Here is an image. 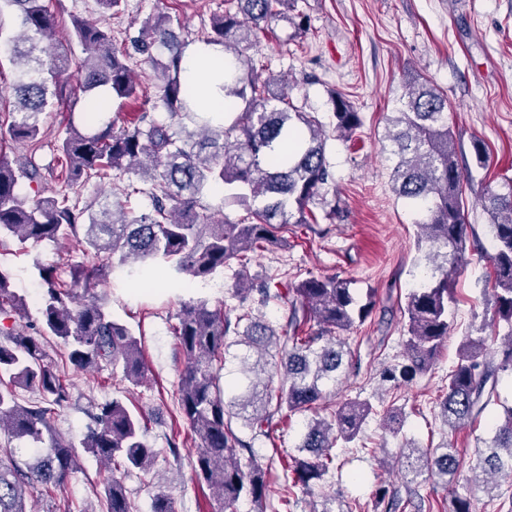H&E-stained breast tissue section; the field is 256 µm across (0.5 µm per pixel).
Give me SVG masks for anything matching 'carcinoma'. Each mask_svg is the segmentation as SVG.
<instances>
[{"label": "carcinoma", "instance_id": "cac0c4a2", "mask_svg": "<svg viewBox=\"0 0 512 512\" xmlns=\"http://www.w3.org/2000/svg\"><path fill=\"white\" fill-rule=\"evenodd\" d=\"M236 10H224L195 42L221 45L229 55L219 90L244 107L224 119L206 112L190 99L183 79V57L189 42L179 38V18L162 14L144 21L126 35L135 53L159 74L155 91L139 89L128 64L129 55L114 47L112 30L76 18L72 36L87 57L77 72L54 39L56 21L44 0H0V18L10 14L18 31L4 35L8 61L16 68L14 112L8 135L31 146L23 166L15 167L3 151L0 136V239L23 245L83 234L86 251L104 262L72 265L59 271L43 267V321L39 336L24 328L0 327V431L12 439L49 447L31 449V461L21 463L9 448H0V512H29L27 500L42 490L48 497L63 491L77 468L74 445L52 432L50 417L66 406L70 385L45 348L48 337L60 340L69 362L90 371L121 367L123 378L142 383L147 365L141 338L112 318L104 304L88 300L92 288L114 273L137 277L145 285L163 272L175 279H204L220 268L239 266L237 297L247 288V254L281 243L279 230L290 224H314L311 205L319 204L324 218L336 214L327 143L349 138L363 125L361 113L342 92L331 91V121L317 112H304L279 89L280 79L259 81L246 51L258 32L294 11L296 0H228ZM397 112L387 118L384 139L393 163L396 196L417 214V251L424 260L423 281L405 297L403 306L404 362L383 373L396 390L409 379L429 372L451 331L448 319L454 288L451 274L469 262L471 246L465 221L463 184L457 146L448 125V97L428 80L409 72ZM109 90L120 99H143L158 120L143 112L121 127L112 120L103 126L84 124L69 129L57 165L65 182L78 187L92 179L139 176L129 194L141 193L149 211L128 215L107 199L98 209L80 206L79 197L23 196L22 181L44 179L35 160L39 148L40 115L61 107L75 112L79 102ZM224 185V206L245 215L217 222L203 197L211 187ZM480 202L488 224L493 269V320L512 326V179L497 188L486 187ZM262 298L287 297L289 315L282 334L250 311L238 314L224 302L189 301L176 313L173 327L185 366L178 388L179 410L191 430L194 453L191 470L214 496L213 512H232L242 500L252 512L271 507L267 476L274 463L283 471L278 500L288 506L294 488L307 489L336 469V449L349 448L376 408L366 399H348L327 417L308 419L297 449L264 462L251 441L271 439L274 421L300 412H317L327 386L340 381L349 367L346 333L363 324L375 301L368 289L358 296L349 279L311 275L288 281V273L266 276ZM25 297L10 288L0 268V317L21 316ZM243 345L237 393L225 398L220 373L229 350ZM512 370V332L503 338L464 337L457 360L448 372L447 390L440 402L444 425L457 432L481 421L499 402L501 374ZM35 388L37 398L21 404L18 388ZM95 425L81 447L112 463V477L103 487L105 512H134L125 480L147 475L158 453L143 440L145 414L114 398L98 403ZM239 427H233V423ZM492 436L479 439L474 481L485 490L497 478H512V405L493 419ZM398 463L403 477L448 481L462 468L458 449L445 443L433 453L404 445Z\"/></svg>", "mask_w": 512, "mask_h": 512}]
</instances>
